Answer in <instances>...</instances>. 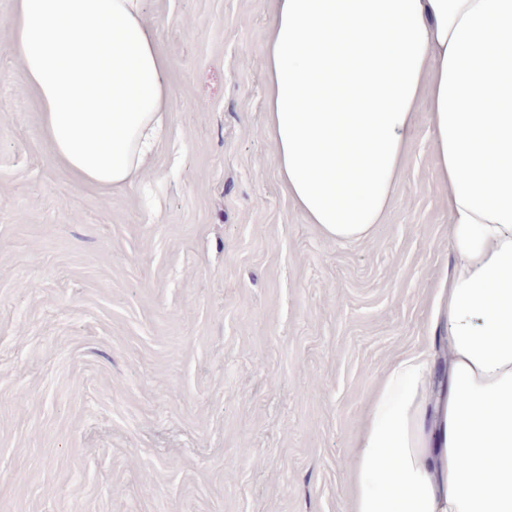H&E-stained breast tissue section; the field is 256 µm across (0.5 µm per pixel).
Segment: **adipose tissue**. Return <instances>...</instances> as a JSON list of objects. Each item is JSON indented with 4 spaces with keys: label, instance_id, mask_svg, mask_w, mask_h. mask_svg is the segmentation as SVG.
Masks as SVG:
<instances>
[{
    "label": "adipose tissue",
    "instance_id": "ef3b65f1",
    "mask_svg": "<svg viewBox=\"0 0 512 512\" xmlns=\"http://www.w3.org/2000/svg\"><path fill=\"white\" fill-rule=\"evenodd\" d=\"M266 126L282 184L329 241L363 240L419 108L448 188L452 270L427 347L372 394L350 512H512V0H273ZM11 49L73 178L130 186L168 120L142 0H15Z\"/></svg>",
    "mask_w": 512,
    "mask_h": 512
}]
</instances>
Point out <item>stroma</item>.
Wrapping results in <instances>:
<instances>
[{"instance_id":"obj_1","label":"stroma","mask_w":512,"mask_h":512,"mask_svg":"<svg viewBox=\"0 0 512 512\" xmlns=\"http://www.w3.org/2000/svg\"><path fill=\"white\" fill-rule=\"evenodd\" d=\"M169 132L138 182L53 162L0 0V512H349L372 392L451 271L425 116L383 222L325 240L264 121L269 0H144Z\"/></svg>"}]
</instances>
